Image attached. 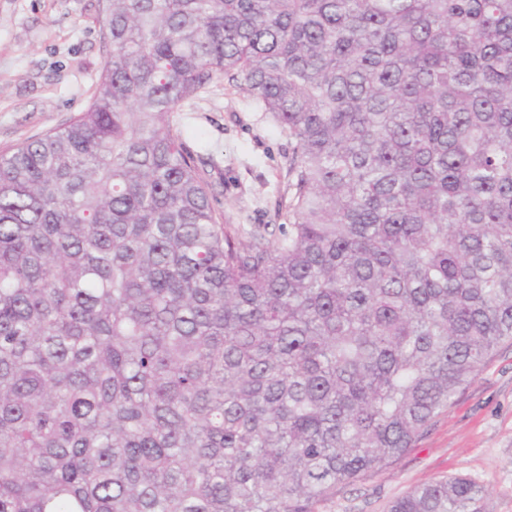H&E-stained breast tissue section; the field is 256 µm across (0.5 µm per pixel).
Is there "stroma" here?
Segmentation results:
<instances>
[{"label":"stroma","instance_id":"1","mask_svg":"<svg viewBox=\"0 0 512 512\" xmlns=\"http://www.w3.org/2000/svg\"><path fill=\"white\" fill-rule=\"evenodd\" d=\"M100 0H0V153L67 123L88 105L106 58ZM204 162L223 222L240 240L282 223L288 136L241 91L212 84L176 115ZM463 475L485 512H512V343L479 372L398 459L337 486L319 512H386L410 489Z\"/></svg>","mask_w":512,"mask_h":512}]
</instances>
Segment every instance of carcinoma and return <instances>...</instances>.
<instances>
[{
	"label": "carcinoma",
	"mask_w": 512,
	"mask_h": 512,
	"mask_svg": "<svg viewBox=\"0 0 512 512\" xmlns=\"http://www.w3.org/2000/svg\"><path fill=\"white\" fill-rule=\"evenodd\" d=\"M101 2L88 107L0 154V512H317L512 341V0ZM221 80L291 143L271 239L174 125Z\"/></svg>",
	"instance_id": "cac0c4a2"
}]
</instances>
